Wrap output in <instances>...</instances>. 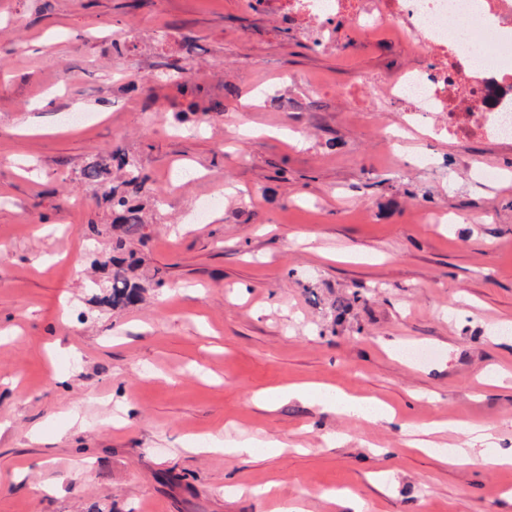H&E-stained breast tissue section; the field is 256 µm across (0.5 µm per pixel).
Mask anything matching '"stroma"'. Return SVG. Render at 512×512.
Segmentation results:
<instances>
[{
    "label": "stroma",
    "mask_w": 512,
    "mask_h": 512,
    "mask_svg": "<svg viewBox=\"0 0 512 512\" xmlns=\"http://www.w3.org/2000/svg\"><path fill=\"white\" fill-rule=\"evenodd\" d=\"M336 28L318 45L244 0H0V512H343L347 491L512 512V467L400 429L512 447V381L489 376L512 372V141L406 122L378 84L414 47ZM117 148L150 195L121 310L95 301L112 215L80 176ZM300 383L324 392L254 400ZM334 389L397 422L336 413ZM244 435L262 446L227 454ZM446 429H448L447 424L417 428L414 434L427 438L416 440L415 448L435 452L444 462L451 464H468L481 459L484 464L496 466L512 465V448L501 449L494 457H487L485 455L483 447H486L491 436L484 433L482 429L472 431L474 436L471 439L470 448H446V446L439 445L430 439V437Z\"/></svg>",
    "instance_id": "obj_1"
}]
</instances>
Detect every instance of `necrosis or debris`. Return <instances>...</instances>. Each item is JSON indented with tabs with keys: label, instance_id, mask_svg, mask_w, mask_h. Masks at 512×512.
<instances>
[{
	"label": "necrosis or debris",
	"instance_id": "4bbe7bcc",
	"mask_svg": "<svg viewBox=\"0 0 512 512\" xmlns=\"http://www.w3.org/2000/svg\"><path fill=\"white\" fill-rule=\"evenodd\" d=\"M295 22L343 18L415 44L424 64L390 82L409 116L433 113L436 133L512 138V0H263Z\"/></svg>",
	"mask_w": 512,
	"mask_h": 512
}]
</instances>
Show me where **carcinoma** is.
Segmentation results:
<instances>
[{
	"label": "carcinoma",
	"mask_w": 512,
	"mask_h": 512,
	"mask_svg": "<svg viewBox=\"0 0 512 512\" xmlns=\"http://www.w3.org/2000/svg\"><path fill=\"white\" fill-rule=\"evenodd\" d=\"M122 171L121 181L108 187L103 200L112 210L113 227L121 230V236L112 243V251L106 253L107 261L100 264L106 269L112 268L109 291L102 301L114 309L125 308L140 302L145 292L144 285L132 275L135 268L133 254L125 251L126 239L141 234L144 227L142 207L138 204L145 189L147 176L137 161L129 155L116 150L111 160L96 161L81 170V178L91 182H101L109 173L110 166Z\"/></svg>",
	"instance_id": "1"
}]
</instances>
